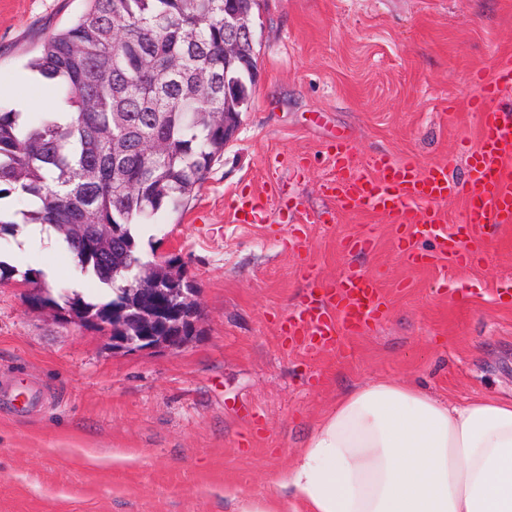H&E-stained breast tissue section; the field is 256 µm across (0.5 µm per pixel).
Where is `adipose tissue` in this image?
<instances>
[{
    "label": "adipose tissue",
    "mask_w": 512,
    "mask_h": 512,
    "mask_svg": "<svg viewBox=\"0 0 512 512\" xmlns=\"http://www.w3.org/2000/svg\"><path fill=\"white\" fill-rule=\"evenodd\" d=\"M269 493L235 512H512V399L455 405L398 380L339 395Z\"/></svg>",
    "instance_id": "obj_1"
}]
</instances>
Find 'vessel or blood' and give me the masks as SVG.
Listing matches in <instances>:
<instances>
[{
  "label": "vessel or blood",
  "instance_id": "vessel-or-blood-1",
  "mask_svg": "<svg viewBox=\"0 0 512 512\" xmlns=\"http://www.w3.org/2000/svg\"><path fill=\"white\" fill-rule=\"evenodd\" d=\"M511 85L512 56H503L472 103L480 114L479 135L476 146L467 151L469 176L462 183L449 178L444 164L423 169L410 161L394 162L380 156L358 168L348 143L337 140L330 148L336 175L327 190L338 210L364 207L383 213L396 224L404 240L415 220L423 219L437 228L440 255L459 262L472 260L478 248H463L456 234L440 230L443 218L438 206L451 197L464 199L463 222L474 243L512 224V106L490 104L503 87ZM384 304L377 282L354 272L326 289L316 307L291 321L288 335L311 337L313 346L323 350L335 345L342 332L355 331L377 317Z\"/></svg>",
  "mask_w": 512,
  "mask_h": 512
}]
</instances>
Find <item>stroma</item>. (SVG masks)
<instances>
[{
    "instance_id": "stroma-1",
    "label": "stroma",
    "mask_w": 512,
    "mask_h": 512,
    "mask_svg": "<svg viewBox=\"0 0 512 512\" xmlns=\"http://www.w3.org/2000/svg\"><path fill=\"white\" fill-rule=\"evenodd\" d=\"M84 0H0V77L24 72ZM260 80L237 137L187 205L138 234L175 256L198 291V334L182 352L113 353L108 331L29 308L27 227L0 235V512H232L263 492L336 395L396 378L461 404L512 395V227L479 264L411 265L389 217L337 211L330 145L467 176L479 76L512 55V0H260ZM261 217L238 221L242 198ZM370 238L352 253L343 240ZM59 296L109 299L57 233L38 246ZM348 272L387 297L336 347L284 337L313 283Z\"/></svg>"
}]
</instances>
